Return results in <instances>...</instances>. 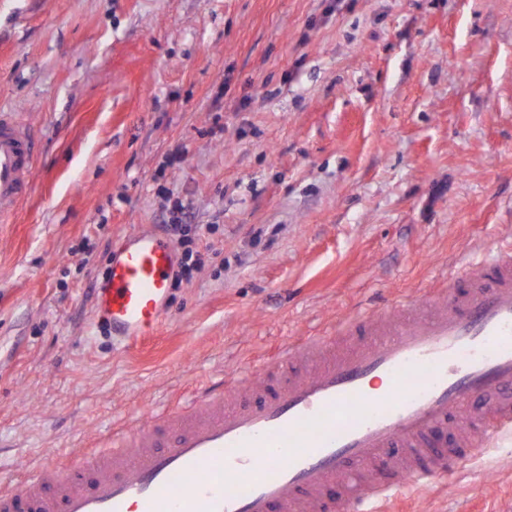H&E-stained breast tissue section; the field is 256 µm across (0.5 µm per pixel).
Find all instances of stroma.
Segmentation results:
<instances>
[{"instance_id": "35a3bbf8", "label": "stroma", "mask_w": 512, "mask_h": 512, "mask_svg": "<svg viewBox=\"0 0 512 512\" xmlns=\"http://www.w3.org/2000/svg\"><path fill=\"white\" fill-rule=\"evenodd\" d=\"M34 145L0 223V476L512 246V0H0ZM191 216L152 339L95 323L114 242ZM512 441L386 512H505Z\"/></svg>"}]
</instances>
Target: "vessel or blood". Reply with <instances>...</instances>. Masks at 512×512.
Here are the masks:
<instances>
[{"instance_id": "obj_1", "label": "vessel or blood", "mask_w": 512, "mask_h": 512, "mask_svg": "<svg viewBox=\"0 0 512 512\" xmlns=\"http://www.w3.org/2000/svg\"><path fill=\"white\" fill-rule=\"evenodd\" d=\"M26 132L0 113V222L32 184ZM151 229L126 233L95 321L133 345L156 335L177 267ZM492 396L489 406L476 400ZM512 437V252L443 288L288 342L188 407L113 434L0 490V512H379Z\"/></svg>"}]
</instances>
